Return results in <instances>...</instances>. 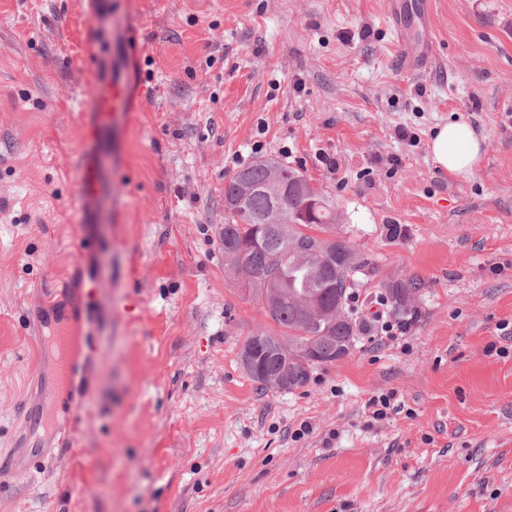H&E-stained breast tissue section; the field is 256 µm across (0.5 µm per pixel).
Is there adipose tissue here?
Here are the masks:
<instances>
[{"instance_id": "obj_1", "label": "adipose tissue", "mask_w": 512, "mask_h": 512, "mask_svg": "<svg viewBox=\"0 0 512 512\" xmlns=\"http://www.w3.org/2000/svg\"><path fill=\"white\" fill-rule=\"evenodd\" d=\"M482 153V142L464 122L441 126L431 140L435 166L454 175L472 172L478 166Z\"/></svg>"}]
</instances>
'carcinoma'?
<instances>
[{
    "label": "carcinoma",
    "instance_id": "obj_1",
    "mask_svg": "<svg viewBox=\"0 0 512 512\" xmlns=\"http://www.w3.org/2000/svg\"><path fill=\"white\" fill-rule=\"evenodd\" d=\"M277 166L286 191L280 223H261L276 199L266 190L269 161H257L224 184L222 242L230 270L256 299L264 302L269 293L276 294L266 311L288 332L284 338L259 330L247 339L243 349H252L256 365L248 376L262 387H276L283 378L291 389L305 384L314 369L353 350L357 332L348 294L366 264L350 241L327 240L336 214L318 193L317 208L306 205L300 185L308 179L284 163ZM387 288L394 310L402 314L422 284L409 278L390 281Z\"/></svg>",
    "mask_w": 512,
    "mask_h": 512
}]
</instances>
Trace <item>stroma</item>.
<instances>
[{
  "instance_id": "obj_1",
  "label": "stroma",
  "mask_w": 512,
  "mask_h": 512,
  "mask_svg": "<svg viewBox=\"0 0 512 512\" xmlns=\"http://www.w3.org/2000/svg\"><path fill=\"white\" fill-rule=\"evenodd\" d=\"M108 2L99 28L83 0H0L1 457L48 358L39 316L76 314L93 363L81 410L54 409L73 448L1 478L0 512H512V0H431L418 74L384 0ZM98 57L129 103L89 205ZM452 119L484 143L472 173L433 163ZM271 157L373 268L353 350L292 390L242 367L280 328L220 235L225 181ZM412 277L408 335L375 339L374 298Z\"/></svg>"
}]
</instances>
